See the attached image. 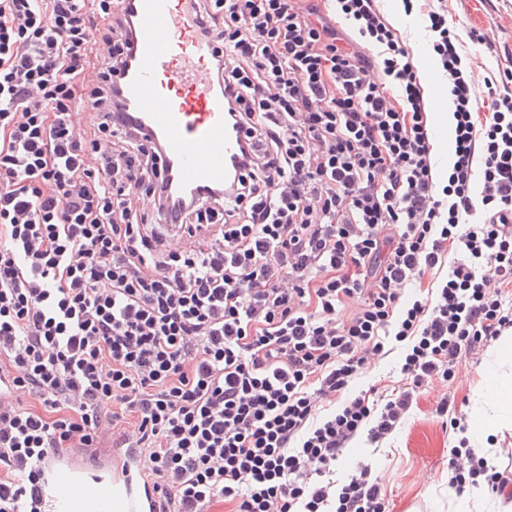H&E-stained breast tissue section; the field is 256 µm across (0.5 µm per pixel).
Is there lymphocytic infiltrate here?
<instances>
[{
    "mask_svg": "<svg viewBox=\"0 0 512 512\" xmlns=\"http://www.w3.org/2000/svg\"><path fill=\"white\" fill-rule=\"evenodd\" d=\"M125 2L0 0V512H48L50 455L131 451L157 512H386L336 461L512 333V73L476 89L448 0H402L450 85L442 184L378 0H195L245 148L222 197L183 201L114 119ZM396 352L398 387L353 393ZM481 475L512 489L452 448L449 489Z\"/></svg>",
    "mask_w": 512,
    "mask_h": 512,
    "instance_id": "1",
    "label": "lymphocytic infiltrate"
}]
</instances>
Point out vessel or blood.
<instances>
[{
  "instance_id": "obj_1",
  "label": "vessel or blood",
  "mask_w": 512,
  "mask_h": 512,
  "mask_svg": "<svg viewBox=\"0 0 512 512\" xmlns=\"http://www.w3.org/2000/svg\"><path fill=\"white\" fill-rule=\"evenodd\" d=\"M136 34L132 59L121 73L122 118L162 148L160 164L171 192L195 194L223 187L244 140L225 121L223 92L210 63L214 43L196 35L192 0H132ZM92 463L65 456L47 461L46 480L62 483L70 496L87 494ZM114 512H152L153 492L144 490L132 466L113 469Z\"/></svg>"
}]
</instances>
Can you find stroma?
<instances>
[{"instance_id":"obj_1","label":"stroma","mask_w":512,"mask_h":512,"mask_svg":"<svg viewBox=\"0 0 512 512\" xmlns=\"http://www.w3.org/2000/svg\"><path fill=\"white\" fill-rule=\"evenodd\" d=\"M380 8L419 57L422 81L430 86L426 96L432 112L443 111L448 105V86L430 84L438 65L429 52L423 16L405 14L401 0H381ZM448 22L473 58L479 77H497L512 62V0H448ZM473 28L485 33L486 42L470 39ZM488 361V356H481L463 365L457 378L423 388L404 426L382 447L362 441L345 452L336 466V481H344L361 460L378 477L387 512H458L461 498L448 488V459L462 434L453 429L451 421L469 418L485 390ZM444 395L451 406L441 417L436 406Z\"/></svg>"}]
</instances>
